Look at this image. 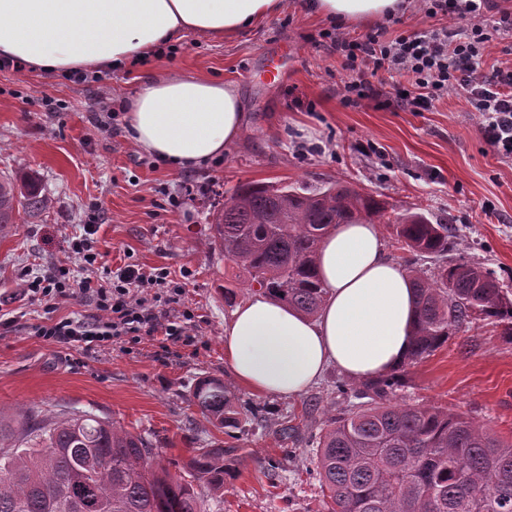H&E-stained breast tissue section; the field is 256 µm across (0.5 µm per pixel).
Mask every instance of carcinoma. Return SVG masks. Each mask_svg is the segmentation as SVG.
I'll return each mask as SVG.
<instances>
[{
  "label": "carcinoma",
  "mask_w": 512,
  "mask_h": 512,
  "mask_svg": "<svg viewBox=\"0 0 512 512\" xmlns=\"http://www.w3.org/2000/svg\"><path fill=\"white\" fill-rule=\"evenodd\" d=\"M22 198L0 179V228ZM385 203L349 183L308 189L247 183L214 216L213 244L246 274L250 286L308 316L325 289L317 272L324 236L338 224L381 223ZM396 248L435 259L425 270L408 265L417 322L406 364L435 352L476 321L495 320L512 340V299L491 270L448 260V225L410 212L393 225ZM400 366L356 386L336 382V394L360 400L331 413L310 436L309 460L321 483L325 512H512V441L446 408L391 402ZM202 415L221 428L240 425L235 386L204 379L192 392ZM143 436L88 411L39 417L0 410V512H155L154 490L166 489L171 512H206L204 487L224 498L235 448H198L188 477L157 462Z\"/></svg>",
  "instance_id": "1"
}]
</instances>
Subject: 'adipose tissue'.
Returning <instances> with one entry per match:
<instances>
[{
  "label": "adipose tissue",
  "mask_w": 512,
  "mask_h": 512,
  "mask_svg": "<svg viewBox=\"0 0 512 512\" xmlns=\"http://www.w3.org/2000/svg\"><path fill=\"white\" fill-rule=\"evenodd\" d=\"M411 0H0V57L71 72L121 67L184 33L224 38L287 7L342 23L384 20ZM134 145L175 170L223 157L240 138L238 88L187 72L146 74L123 102ZM326 299L310 318L264 294L238 306L224 328V357L240 383L263 395L296 396L328 367L354 380L405 362L416 324L415 292L385 255L378 225L341 224L319 258Z\"/></svg>",
  "instance_id": "ef3b65f1"
}]
</instances>
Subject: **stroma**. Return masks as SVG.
Masks as SVG:
<instances>
[{"label": "stroma", "mask_w": 512, "mask_h": 512, "mask_svg": "<svg viewBox=\"0 0 512 512\" xmlns=\"http://www.w3.org/2000/svg\"><path fill=\"white\" fill-rule=\"evenodd\" d=\"M328 21L288 9L235 37L186 33L172 47L120 70L99 69V82L75 74L0 70V177L47 198L22 210L0 233V311L24 313L25 328L0 333V409L89 411L147 437L160 465L180 475L196 449H237L223 502L207 512H324L320 483L307 460L308 440L324 410L350 408L337 396L342 372L328 368L297 397H276L238 386L255 414L224 432L195 405L192 392L207 377L231 379L224 359V323L246 300V277L208 250L210 218L248 182L311 189L348 181L388 203L397 220L422 209L451 229L450 259L479 262L512 289V162L485 144L465 99L407 112L383 99L342 102L349 74L319 36ZM148 71H185L234 83L241 91L246 130L224 157L175 171L142 154L125 131L100 128L99 96L119 108ZM195 192L184 197L183 186ZM181 197L180 207L169 204ZM100 264L133 260L142 267L187 273L185 308L194 314L186 340L160 348L144 338L134 348L113 342L87 354L30 333L44 309L22 293V274L50 263L82 275L72 250L91 213ZM236 298L225 301V289ZM396 399L445 407L512 437V340L499 326L477 321L430 356L408 366ZM295 435H280L282 424Z\"/></svg>", "instance_id": "35a3bbf8"}]
</instances>
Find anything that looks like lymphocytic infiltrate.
Here are the masks:
<instances>
[{
  "instance_id": "lymphocytic-infiltrate-1",
  "label": "lymphocytic infiltrate",
  "mask_w": 512,
  "mask_h": 512,
  "mask_svg": "<svg viewBox=\"0 0 512 512\" xmlns=\"http://www.w3.org/2000/svg\"><path fill=\"white\" fill-rule=\"evenodd\" d=\"M421 6L427 16L448 17V25L401 31L388 40L378 30L357 36L324 31L351 74L344 104L377 97L372 79L382 69L403 77L393 101L404 111L424 112L449 95H464L485 143L499 159L512 162V63L489 72L483 68L490 40L485 15L498 11L495 0H421ZM96 233V225H84L72 244L83 261L82 277L73 278L68 267L51 263L24 280L28 302L43 306L49 315L47 322L34 326V335L90 353L111 348L120 337L134 345L145 336L163 343L188 336L193 315L181 306L183 286L163 268L129 263L97 269ZM77 301L93 305L94 314L55 317L60 305Z\"/></svg>"
}]
</instances>
